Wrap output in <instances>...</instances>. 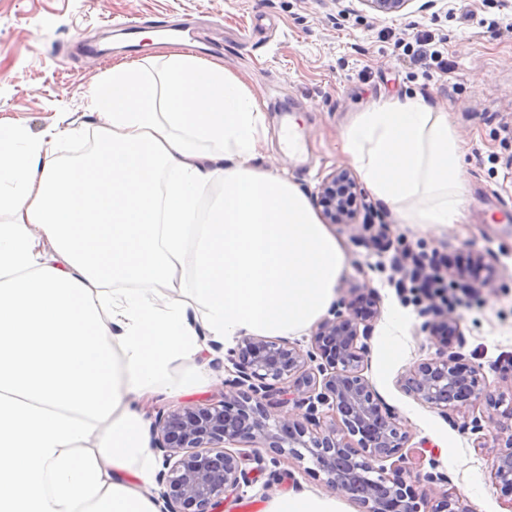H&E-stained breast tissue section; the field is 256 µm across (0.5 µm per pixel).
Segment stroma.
I'll use <instances>...</instances> for the list:
<instances>
[{
    "instance_id": "stroma-1",
    "label": "stroma",
    "mask_w": 512,
    "mask_h": 512,
    "mask_svg": "<svg viewBox=\"0 0 512 512\" xmlns=\"http://www.w3.org/2000/svg\"><path fill=\"white\" fill-rule=\"evenodd\" d=\"M411 0L404 13H377L361 0H0V121L23 123L37 133L49 124L81 120L87 94L112 63L151 54L143 32L163 27L182 35L196 54L223 63L239 76L269 121L267 144L252 162L264 171L287 173L307 195L349 163L340 136L357 112L376 99L423 93L447 113L465 160L463 216L459 223L423 229L397 223L371 193L360 200L362 216L386 224L398 246L433 256L465 251L478 258L485 277L476 295L458 309L468 361L480 367L491 392L512 402V220L493 218L512 208V0ZM141 35L113 46L122 26ZM429 34L448 61L437 68L415 56L418 33ZM297 116L303 151L282 149L284 116ZM332 232L346 246V268L337 297L354 298L373 287L380 315L369 342L364 377L384 407L397 412L410 434L408 466L439 468L448 484L421 482L420 492L450 490L473 512H505L503 496L489 477L487 451L470 428L480 408L440 414L406 394L398 380L437 344L421 333L416 301L395 288L392 252L378 253L370 234L345 224ZM226 346L205 353L212 377L203 391L167 396L183 384L189 363L175 364L144 402L147 420L158 411L218 398L233 366ZM311 460H264L258 480L242 487L224 512H247L289 491L335 496L344 512H357L349 493H332Z\"/></svg>"
}]
</instances>
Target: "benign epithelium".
Instances as JSON below:
<instances>
[{
	"mask_svg": "<svg viewBox=\"0 0 512 512\" xmlns=\"http://www.w3.org/2000/svg\"><path fill=\"white\" fill-rule=\"evenodd\" d=\"M378 13L402 12L413 0H360ZM362 191L345 169L327 176L317 204L329 224H355ZM376 294L361 302L342 297L333 317L319 322L304 351L284 340L244 336L229 350L234 377L223 399L181 405L155 416L156 449L164 450L168 471L160 475L161 512H218L227 493L255 481L246 461H278L310 455L326 474L329 489L341 487L360 512H472L453 492L429 498L418 492L421 474L405 466L409 436L399 418L382 410L362 375L368 340L378 318ZM420 332L440 343L435 356L417 362L400 377L401 389L446 416L463 403L482 406L484 418L512 416V406L487 393L480 370L468 366L459 317L434 307L419 311ZM290 405L292 420L272 419V410ZM332 410L326 420L323 408ZM242 444L250 451L227 445ZM477 447L491 455L489 475L512 512V427L500 426ZM390 465H385V462Z\"/></svg>",
	"mask_w": 512,
	"mask_h": 512,
	"instance_id": "1",
	"label": "benign epithelium"
}]
</instances>
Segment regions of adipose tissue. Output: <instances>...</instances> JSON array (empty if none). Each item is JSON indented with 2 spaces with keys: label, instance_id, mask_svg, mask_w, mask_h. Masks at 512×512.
Masks as SVG:
<instances>
[{
  "label": "adipose tissue",
  "instance_id": "adipose-tissue-1",
  "mask_svg": "<svg viewBox=\"0 0 512 512\" xmlns=\"http://www.w3.org/2000/svg\"><path fill=\"white\" fill-rule=\"evenodd\" d=\"M88 97L103 123L76 161L59 149L80 128L0 123V512H157L138 401L212 343L309 327L345 268L311 200L252 168L266 114L223 64L161 48ZM341 140L398 223L459 222L460 145L422 93L372 102Z\"/></svg>",
  "mask_w": 512,
  "mask_h": 512
}]
</instances>
